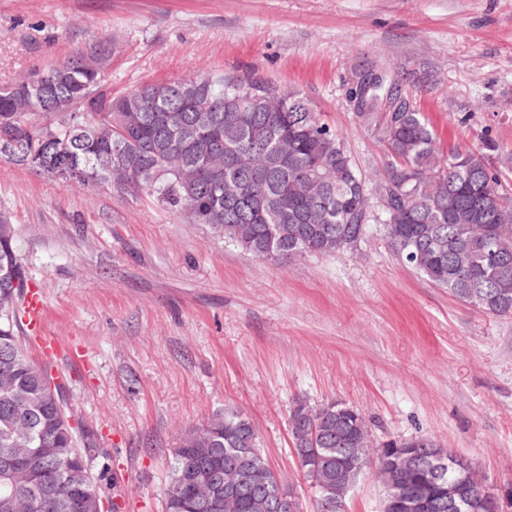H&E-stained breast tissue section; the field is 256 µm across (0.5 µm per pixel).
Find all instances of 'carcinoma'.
<instances>
[{
	"mask_svg": "<svg viewBox=\"0 0 512 512\" xmlns=\"http://www.w3.org/2000/svg\"><path fill=\"white\" fill-rule=\"evenodd\" d=\"M115 44L103 39L77 45L67 60L0 86V159L24 165L36 151L48 167L65 162L89 175L77 184L131 196L151 191L189 224H206L224 241L257 258L290 260L329 256L353 248L370 221L371 200L386 217L393 251L434 286L496 318H512V198L500 190L483 149L445 151L424 113L408 104L398 74L365 96L359 123L384 147L381 180L367 184L336 131L322 122L296 92L270 78L214 73L197 81L144 83L118 95L102 85ZM54 78L59 112L77 120L36 123L42 110L39 85ZM224 155L212 168L213 145ZM508 259L509 289L495 295ZM27 279L14 236L0 237V370L11 380L0 391V463L29 450L31 483L15 486L0 477V512H22L24 500L37 512H69L82 497L85 512H116L107 486L90 473L95 455L77 447L75 428L64 421L62 386L51 366L23 350L17 302ZM319 438L290 427L295 448L322 449L314 487L341 500L346 482H357L373 462L370 427L345 404L313 409ZM235 462L241 483L224 496V465ZM272 467L258 448L253 423L224 410L185 431L172 452L164 489L166 512H271L258 482ZM218 480L213 507L201 508L194 480ZM408 488L437 494L429 476L414 471Z\"/></svg>",
	"mask_w": 512,
	"mask_h": 512,
	"instance_id": "obj_1",
	"label": "carcinoma"
}]
</instances>
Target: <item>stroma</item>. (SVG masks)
I'll list each match as a JSON object with an SVG mask.
<instances>
[{
	"instance_id": "35a3bbf8",
	"label": "stroma",
	"mask_w": 512,
	"mask_h": 512,
	"mask_svg": "<svg viewBox=\"0 0 512 512\" xmlns=\"http://www.w3.org/2000/svg\"><path fill=\"white\" fill-rule=\"evenodd\" d=\"M117 43L104 83L213 73L300 93L372 180L382 147L349 91L367 68L403 89L442 145L494 144L512 194V0H0V85ZM29 282L64 409L103 454L124 512H164L182 432L222 409L254 422L301 512L315 490L295 459V402L357 408L376 440L425 435L512 483V320L428 282L370 221L356 249L276 263L185 223L157 197L49 179L0 160V217Z\"/></svg>"
}]
</instances>
